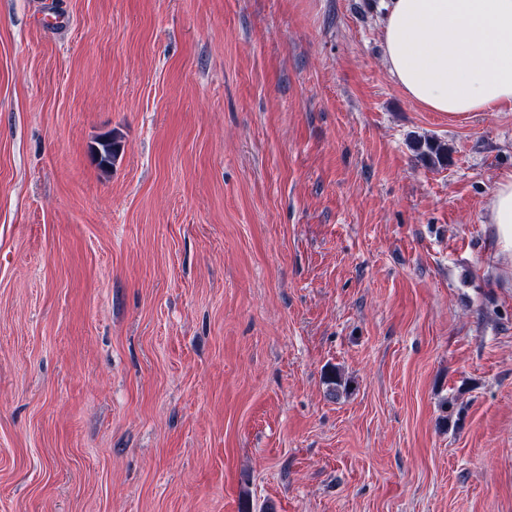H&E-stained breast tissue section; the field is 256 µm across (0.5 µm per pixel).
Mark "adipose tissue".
<instances>
[{
	"label": "adipose tissue",
	"mask_w": 512,
	"mask_h": 512,
	"mask_svg": "<svg viewBox=\"0 0 512 512\" xmlns=\"http://www.w3.org/2000/svg\"><path fill=\"white\" fill-rule=\"evenodd\" d=\"M380 23L383 62L417 104L462 116L512 103V0H383ZM487 207L512 268V174Z\"/></svg>",
	"instance_id": "adipose-tissue-1"
}]
</instances>
